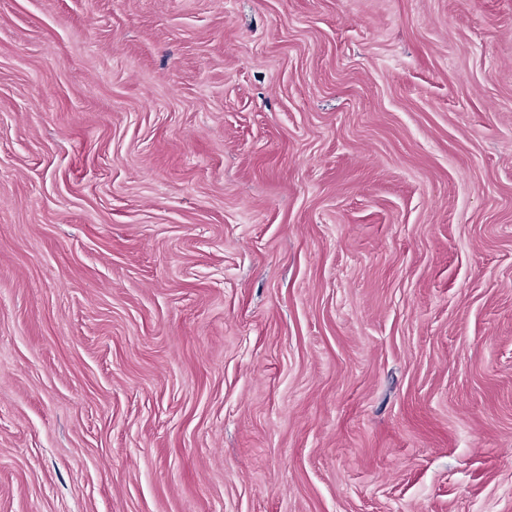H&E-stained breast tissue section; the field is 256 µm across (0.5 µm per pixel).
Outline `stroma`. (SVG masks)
Instances as JSON below:
<instances>
[{
	"mask_svg": "<svg viewBox=\"0 0 512 512\" xmlns=\"http://www.w3.org/2000/svg\"><path fill=\"white\" fill-rule=\"evenodd\" d=\"M0 512H512V0H0Z\"/></svg>",
	"mask_w": 512,
	"mask_h": 512,
	"instance_id": "35a3bbf8",
	"label": "stroma"
}]
</instances>
